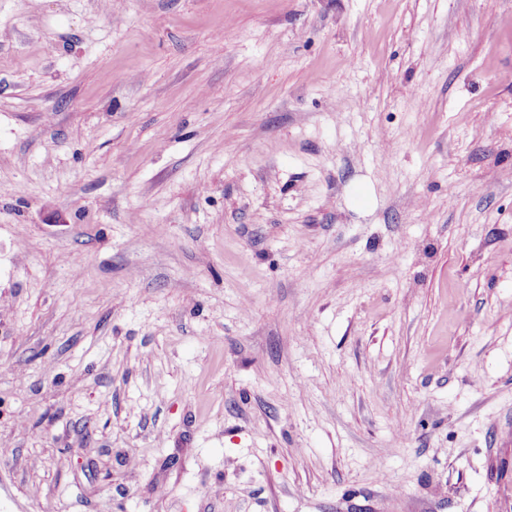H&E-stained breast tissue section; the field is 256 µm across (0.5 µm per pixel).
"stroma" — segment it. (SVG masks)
I'll use <instances>...</instances> for the list:
<instances>
[{
  "mask_svg": "<svg viewBox=\"0 0 512 512\" xmlns=\"http://www.w3.org/2000/svg\"><path fill=\"white\" fill-rule=\"evenodd\" d=\"M1 443L0 512H512V0H0Z\"/></svg>",
  "mask_w": 512,
  "mask_h": 512,
  "instance_id": "35a3bbf8",
  "label": "stroma"
}]
</instances>
